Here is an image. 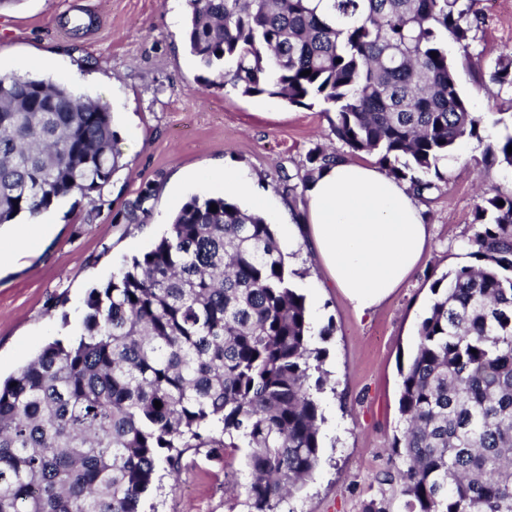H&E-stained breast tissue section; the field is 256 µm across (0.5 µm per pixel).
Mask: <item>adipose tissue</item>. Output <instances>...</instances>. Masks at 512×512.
I'll use <instances>...</instances> for the list:
<instances>
[{
	"instance_id": "1",
	"label": "adipose tissue",
	"mask_w": 512,
	"mask_h": 512,
	"mask_svg": "<svg viewBox=\"0 0 512 512\" xmlns=\"http://www.w3.org/2000/svg\"><path fill=\"white\" fill-rule=\"evenodd\" d=\"M274 219L289 251L311 250L326 282L358 313L384 303L416 271L429 246L423 208L379 167L327 162L306 192V212Z\"/></svg>"
}]
</instances>
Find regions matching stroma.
Returning <instances> with one entry per match:
<instances>
[{
    "instance_id": "35a3bbf8",
    "label": "stroma",
    "mask_w": 512,
    "mask_h": 512,
    "mask_svg": "<svg viewBox=\"0 0 512 512\" xmlns=\"http://www.w3.org/2000/svg\"><path fill=\"white\" fill-rule=\"evenodd\" d=\"M465 2L479 19L475 38L465 52L449 45L448 56L481 124L478 137L459 143L444 163L443 179L418 198L431 227L430 250L418 270L361 315L323 287L311 254L292 256L288 278L306 299L328 381L318 395L324 418L319 466L284 503L285 512H366L374 500L397 512L399 487L373 478L402 464L392 450L403 426L401 371L416 353L431 287L474 264L468 240L483 194L512 193V169L487 173L482 164L487 144L512 132L498 121L500 113H512V90L485 75L500 53L512 50V0ZM187 12V0H20L0 10V75L49 79L106 102L123 163L101 194L64 198L42 212L38 220L50 231L41 248L0 272L1 377L78 331L90 290L150 251L190 197L203 193L196 175L223 168L249 173L269 202L263 215L284 207L299 216L309 151L344 153L322 105L295 107L205 83L186 47ZM73 16L88 23L77 35L66 24ZM148 183L155 197L144 222H113ZM158 476L144 512H246L244 450L191 448L178 476L164 464Z\"/></svg>"
}]
</instances>
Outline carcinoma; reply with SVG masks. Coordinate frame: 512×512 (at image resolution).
<instances>
[{
	"mask_svg": "<svg viewBox=\"0 0 512 512\" xmlns=\"http://www.w3.org/2000/svg\"><path fill=\"white\" fill-rule=\"evenodd\" d=\"M188 7L186 46L203 70L244 96L329 105L348 153L378 154L418 195L459 141L478 137L444 43L468 52L475 26L463 0ZM487 76L512 89V52ZM510 146L512 135L487 145L485 168L512 167ZM335 157L311 151L303 189ZM120 167L107 103L0 76V224L99 193ZM153 197L144 186L113 219L138 221ZM476 221L479 265L433 283L402 373L406 427L394 448L404 466L378 483L400 487L403 512H512V194L484 198ZM85 306L76 336L0 382V512H140L159 464L175 468L185 448L247 449L248 512H283L319 463L325 379L272 225L223 196L194 195Z\"/></svg>",
	"mask_w": 512,
	"mask_h": 512,
	"instance_id": "obj_1",
	"label": "carcinoma"
}]
</instances>
